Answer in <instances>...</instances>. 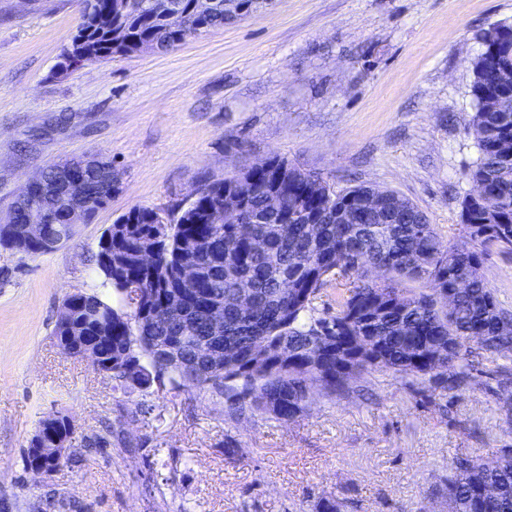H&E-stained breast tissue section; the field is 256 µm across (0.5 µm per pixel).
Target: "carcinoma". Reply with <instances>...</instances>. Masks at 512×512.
Here are the masks:
<instances>
[{"label": "carcinoma", "instance_id": "cac0c4a2", "mask_svg": "<svg viewBox=\"0 0 512 512\" xmlns=\"http://www.w3.org/2000/svg\"><path fill=\"white\" fill-rule=\"evenodd\" d=\"M237 22L224 9L196 17L200 34ZM132 42L150 41L167 50L182 42L186 29L133 10L123 20ZM88 61L114 54L109 31L83 17ZM482 50L472 62L471 119L478 156L466 171L482 193L465 197L459 215L465 241L450 243L411 201L392 199L377 211L359 207L372 190L357 185L341 193L315 176L273 157L270 168L243 171L244 179L226 177L201 186L202 194L178 217L158 223L159 212L130 209L98 242L96 265L126 314L98 291L78 293L61 311L57 337L87 317V299L99 316L88 327L103 356L102 375L125 388L149 392L170 386L177 392L209 389L225 398L228 414L245 412L291 422L305 413L313 391L325 396L348 392L378 370L413 377L423 388L450 397L478 370L467 342L492 358L512 357V310L499 302L483 273L485 255L512 251V90L500 74L512 69V25L495 23L479 35ZM84 197L88 220L112 200L113 182L86 161ZM245 202L243 217L252 237L233 247L234 224H211L209 212L224 205V194ZM360 215L346 224L345 213ZM158 246V258L143 264L146 242ZM0 246L38 257L51 252L43 244L0 239ZM112 263L102 265V256ZM191 263L196 289L181 292L177 272ZM380 278H368V269ZM347 277L351 286L336 294V312L314 316L316 294L333 279ZM252 288L243 306L240 289ZM453 307H448V297ZM224 315V358L209 362L197 355L213 341V312ZM193 337L184 339V328ZM140 362V376L128 379L127 362ZM448 512H512V449L500 459L479 462L458 457L443 481Z\"/></svg>", "mask_w": 512, "mask_h": 512}]
</instances>
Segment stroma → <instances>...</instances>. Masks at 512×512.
I'll return each instance as SVG.
<instances>
[{
    "mask_svg": "<svg viewBox=\"0 0 512 512\" xmlns=\"http://www.w3.org/2000/svg\"><path fill=\"white\" fill-rule=\"evenodd\" d=\"M82 0H0V214L53 161L111 160L119 185L93 223L50 254L0 248V504L6 512H446L452 462L512 448V405L488 361L460 393L368 376L315 395L292 423L231 417L223 397L145 394L63 354L65 298L97 285L98 242L129 209L177 216L206 179L278 157L341 192L390 189L448 241L462 239L463 173L477 157L471 62L512 0H274L170 50L57 75ZM484 274L512 310V252ZM69 416L65 465L32 478L39 420Z\"/></svg>",
    "mask_w": 512,
    "mask_h": 512,
    "instance_id": "obj_1",
    "label": "stroma"
}]
</instances>
